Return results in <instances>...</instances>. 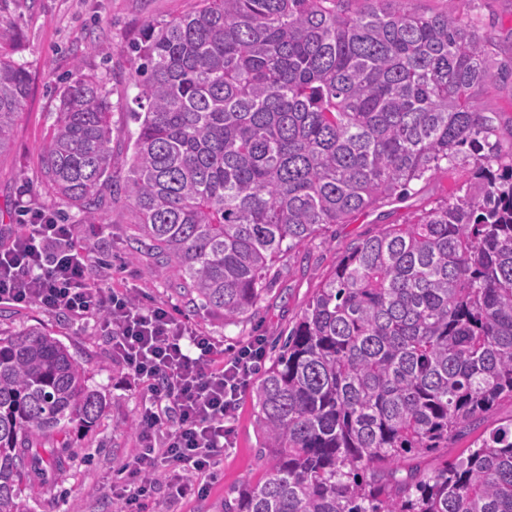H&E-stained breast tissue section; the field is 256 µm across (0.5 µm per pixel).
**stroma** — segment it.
Listing matches in <instances>:
<instances>
[{"label": "stroma", "mask_w": 512, "mask_h": 512, "mask_svg": "<svg viewBox=\"0 0 512 512\" xmlns=\"http://www.w3.org/2000/svg\"><path fill=\"white\" fill-rule=\"evenodd\" d=\"M192 0H0V55L23 65L31 77V94L17 118L8 150L0 154V228H17L21 208L58 207L42 185L40 148L54 123L55 92L61 76L75 64L107 77L115 106L112 141L122 159L128 137L136 129L124 105L137 93L128 82L133 56L128 46L143 28L183 15ZM459 16L473 19L496 62L512 60V0H454ZM467 180L466 168L411 184L403 199L359 214L351 223L332 224L292 255L254 316L233 324L223 317L189 306L172 289L173 278L146 253L133 247L135 215L125 199L113 201L105 221L73 224L76 247L112 257L108 273L118 289H138L188 317L202 332L233 348L253 336L274 337L292 327L314 288L338 262L348 244L375 234L387 224H401L419 209L452 194ZM28 194H21V187ZM42 327L67 347L86 371L88 384L106 400V410L93 427L73 430L70 447L57 473L25 477L23 496L33 512H116L107 494L120 469L139 447L135 423L145 390L124 386L125 366L112 352L94 321L77 323L36 305L0 306V334ZM234 444L225 449L216 479L203 496L175 499L160 489L146 512H224V497L245 480L259 478L261 433L251 392H243L230 420Z\"/></svg>", "instance_id": "obj_1"}]
</instances>
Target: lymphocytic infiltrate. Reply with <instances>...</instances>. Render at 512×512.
Returning a JSON list of instances; mask_svg holds the SVG:
<instances>
[{
    "label": "lymphocytic infiltrate",
    "mask_w": 512,
    "mask_h": 512,
    "mask_svg": "<svg viewBox=\"0 0 512 512\" xmlns=\"http://www.w3.org/2000/svg\"><path fill=\"white\" fill-rule=\"evenodd\" d=\"M23 231L0 238V305L32 303L77 322L98 320L126 366L125 385L146 386L137 420L139 450L112 498L144 512L158 480L173 496L203 494L233 443L227 424L265 355L262 339L227 351L167 304L92 279L98 255L76 250L71 228L23 207Z\"/></svg>",
    "instance_id": "lymphocytic-infiltrate-1"
}]
</instances>
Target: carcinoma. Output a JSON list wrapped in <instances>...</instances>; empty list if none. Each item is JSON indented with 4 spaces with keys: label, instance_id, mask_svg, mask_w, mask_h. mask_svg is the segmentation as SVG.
Instances as JSON below:
<instances>
[{
    "label": "carcinoma",
    "instance_id": "1",
    "mask_svg": "<svg viewBox=\"0 0 512 512\" xmlns=\"http://www.w3.org/2000/svg\"><path fill=\"white\" fill-rule=\"evenodd\" d=\"M413 0H195L130 47L125 173L116 179L105 78L55 90L46 193L105 220L136 215L138 247L190 302L231 324L277 263L329 224L460 165L470 181L346 249L252 391L265 475L224 512H512V418L421 466L512 400V137L478 105L494 61L477 26ZM30 93L0 58V154ZM106 403L67 347L30 327L0 338V512L55 468Z\"/></svg>",
    "mask_w": 512,
    "mask_h": 512
}]
</instances>
